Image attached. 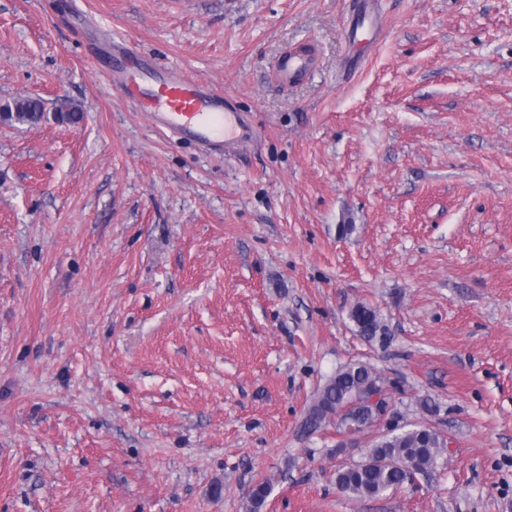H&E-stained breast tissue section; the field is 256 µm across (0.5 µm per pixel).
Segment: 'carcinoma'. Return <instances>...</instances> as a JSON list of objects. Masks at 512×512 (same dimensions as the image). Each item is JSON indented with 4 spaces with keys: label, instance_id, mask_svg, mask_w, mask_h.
<instances>
[{
    "label": "carcinoma",
    "instance_id": "1",
    "mask_svg": "<svg viewBox=\"0 0 512 512\" xmlns=\"http://www.w3.org/2000/svg\"><path fill=\"white\" fill-rule=\"evenodd\" d=\"M8 120L36 125L45 112L42 100L18 97L6 104ZM60 122L74 124L83 116L78 103H69L59 109ZM350 320L358 328L359 335L374 339L384 335V328L377 313L361 304L349 313ZM381 377L366 363H351L336 371L317 391L301 429L314 433L336 422V418H355L366 424L373 416L370 406L353 408V403L364 399L365 393L378 386ZM445 442L433 428L413 425L390 433L379 432L371 443L367 459L355 466L336 469L334 482L343 493L356 497L377 498L396 491L409 483L412 475L425 474L437 467L443 457ZM269 494V482L258 483L251 492L250 512H260Z\"/></svg>",
    "mask_w": 512,
    "mask_h": 512
}]
</instances>
